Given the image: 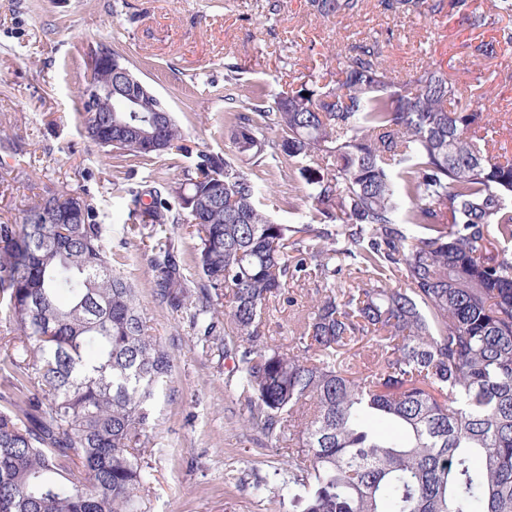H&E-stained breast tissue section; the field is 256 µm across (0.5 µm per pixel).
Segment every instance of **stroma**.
Listing matches in <instances>:
<instances>
[{
	"instance_id": "1",
	"label": "stroma",
	"mask_w": 512,
	"mask_h": 512,
	"mask_svg": "<svg viewBox=\"0 0 512 512\" xmlns=\"http://www.w3.org/2000/svg\"><path fill=\"white\" fill-rule=\"evenodd\" d=\"M491 15L476 28L472 16ZM512 15L493 0L402 14L364 0L354 16H320L311 0H0V222L43 189L80 193L105 226L113 265L139 290L148 332L171 352L174 369L157 393L150 431L149 512H298L272 493L257 494L274 468H287L284 445L243 424L247 409L233 360L202 351L197 332L153 289L150 239L128 234L133 198L152 186H178L190 157L169 152L116 159L81 133L78 89L89 48L124 54L137 76L165 100L189 145L237 157L224 131L228 109L250 92L288 91L304 76L336 81V52L378 42L396 80L437 64L474 105L494 114L512 153ZM498 41L495 57L481 44ZM234 65L226 80V65ZM263 202L276 222L301 223L312 202L305 188L269 176ZM318 283L292 286L295 305L271 309L276 341L289 345Z\"/></svg>"
}]
</instances>
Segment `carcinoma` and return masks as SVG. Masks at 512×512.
I'll list each match as a JSON object with an SVG mask.
<instances>
[{
    "mask_svg": "<svg viewBox=\"0 0 512 512\" xmlns=\"http://www.w3.org/2000/svg\"><path fill=\"white\" fill-rule=\"evenodd\" d=\"M362 2L311 5L329 16ZM336 61L332 88L309 75L229 114L225 132L248 172L192 149L174 113L155 112L160 100L113 112L85 83L82 131L122 157H193L171 193L199 240L205 303L191 308L161 190L134 199L130 231L156 238L161 299L238 358L248 425L288 442V478L277 469L273 485L289 502L302 512H512V159L495 152L490 113L448 107L456 91L442 67L398 83L370 42ZM152 121L157 146L144 151L133 129ZM272 168L308 187L306 221L278 224L262 207ZM70 195L48 189L18 222L0 223V512H147L152 400L173 358L148 333L90 204L52 223ZM346 270L362 284L341 280ZM311 277L321 295L286 349L266 313ZM363 341L376 360L359 367L350 350ZM387 422L405 435H388Z\"/></svg>",
    "mask_w": 512,
    "mask_h": 512,
    "instance_id": "cac0c4a2",
    "label": "carcinoma"
}]
</instances>
